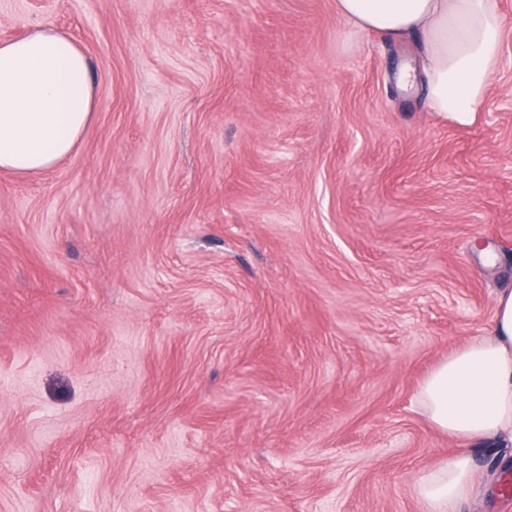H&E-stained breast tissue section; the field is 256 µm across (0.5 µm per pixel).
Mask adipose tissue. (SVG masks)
<instances>
[{"label": "adipose tissue", "mask_w": 512, "mask_h": 512, "mask_svg": "<svg viewBox=\"0 0 512 512\" xmlns=\"http://www.w3.org/2000/svg\"><path fill=\"white\" fill-rule=\"evenodd\" d=\"M353 27L391 41L420 36V67L402 85L428 82V105L460 126L477 122L502 42L498 0H336ZM94 84L86 51L73 37L41 25L0 42V170L41 173L69 156L90 125ZM490 335L473 338L423 380L416 410L450 437L512 446V289L495 296ZM477 477L468 459L440 462L416 484L425 512H456Z\"/></svg>", "instance_id": "ef3b65f1"}]
</instances>
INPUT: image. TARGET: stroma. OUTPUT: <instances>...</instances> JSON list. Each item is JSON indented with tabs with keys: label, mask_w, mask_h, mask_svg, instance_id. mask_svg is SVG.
Wrapping results in <instances>:
<instances>
[{
	"label": "stroma",
	"mask_w": 512,
	"mask_h": 512,
	"mask_svg": "<svg viewBox=\"0 0 512 512\" xmlns=\"http://www.w3.org/2000/svg\"><path fill=\"white\" fill-rule=\"evenodd\" d=\"M477 123L336 0H0L85 48L95 119L0 171V512H512V447L414 409L512 289V0ZM477 477L466 458L440 462L416 484L414 491L424 512H460L459 505L470 499Z\"/></svg>",
	"instance_id": "35a3bbf8"
}]
</instances>
